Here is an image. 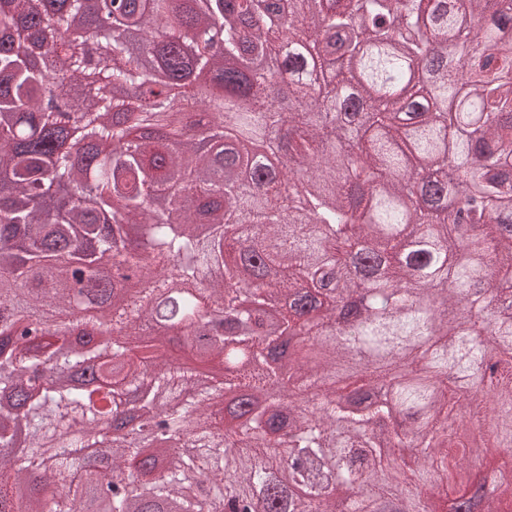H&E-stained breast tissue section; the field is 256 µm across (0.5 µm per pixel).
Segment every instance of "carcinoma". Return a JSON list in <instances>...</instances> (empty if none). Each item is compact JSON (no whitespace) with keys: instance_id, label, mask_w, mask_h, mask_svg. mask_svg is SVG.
Masks as SVG:
<instances>
[{"instance_id":"obj_1","label":"carcinoma","mask_w":512,"mask_h":512,"mask_svg":"<svg viewBox=\"0 0 512 512\" xmlns=\"http://www.w3.org/2000/svg\"><path fill=\"white\" fill-rule=\"evenodd\" d=\"M0 0V305L41 328L36 342L0 329V512H78L95 487L74 448H96L110 469V512H437L469 485L494 493L472 512H512V311L492 305L491 273L512 270V0H125L100 42L126 68L104 69L92 93L88 48L56 53L68 108L50 92L34 51L76 21L88 28L114 0ZM224 28L212 53L209 24ZM201 34L184 55L188 34ZM280 57L288 81L274 96L250 56ZM212 72L197 107L145 104L127 88L150 72ZM205 125L208 143L180 135ZM272 141L288 165L270 170L249 150ZM90 187L93 206L59 207L50 185ZM134 225L149 246L128 251L143 276L119 294L86 253L124 244ZM92 296L114 297L106 318L72 311L70 266ZM369 293L362 320L336 341V302ZM224 266L245 287L211 288L224 333H189L185 353L210 363L248 349L261 359L277 332L301 337L291 377L236 371L218 383L168 357L167 341L132 349L152 303L176 279L205 282ZM490 336L503 355L482 374ZM358 349L365 364L347 392L307 409L302 396L336 390ZM397 409L404 431L387 424ZM490 424L493 443L472 471L467 431ZM421 462L399 476L386 447Z\"/></svg>"}]
</instances>
